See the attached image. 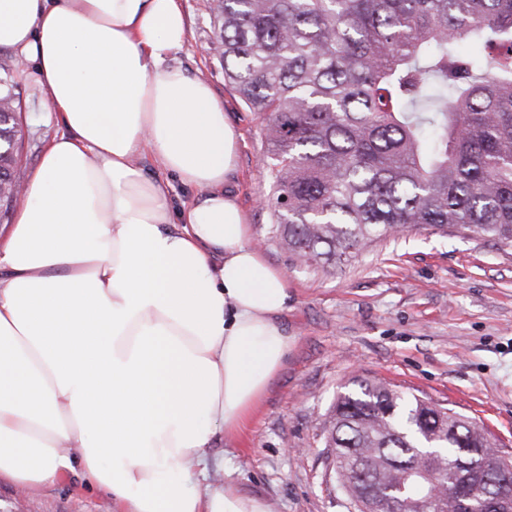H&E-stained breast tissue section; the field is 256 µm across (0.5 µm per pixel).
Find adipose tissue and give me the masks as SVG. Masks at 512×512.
I'll return each mask as SVG.
<instances>
[{"instance_id": "adipose-tissue-1", "label": "adipose tissue", "mask_w": 512, "mask_h": 512, "mask_svg": "<svg viewBox=\"0 0 512 512\" xmlns=\"http://www.w3.org/2000/svg\"><path fill=\"white\" fill-rule=\"evenodd\" d=\"M188 32L180 0H0L63 126L0 239V479L77 466L113 512H270L192 485L279 372L290 293L224 191L223 106L167 62ZM170 173L199 197L173 206Z\"/></svg>"}]
</instances>
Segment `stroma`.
Segmentation results:
<instances>
[{
	"instance_id": "obj_1",
	"label": "stroma",
	"mask_w": 512,
	"mask_h": 512,
	"mask_svg": "<svg viewBox=\"0 0 512 512\" xmlns=\"http://www.w3.org/2000/svg\"><path fill=\"white\" fill-rule=\"evenodd\" d=\"M211 3L181 0L190 32L169 60L211 84L238 135L237 167L224 190L236 197L267 260L288 277L282 324L292 338L246 429L209 448L210 460L224 464L210 470L211 480L231 478L243 493L266 499L272 512H347L319 424L356 376L472 418L512 455V244L469 230L414 228L376 240L333 274L292 266L268 241L264 120L224 81ZM18 82L25 141L17 174L24 181L61 125L30 63ZM0 512H112V501L75 469L35 492L1 480Z\"/></svg>"
}]
</instances>
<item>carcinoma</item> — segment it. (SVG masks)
<instances>
[{"instance_id":"1","label":"carcinoma","mask_w":512,"mask_h":512,"mask_svg":"<svg viewBox=\"0 0 512 512\" xmlns=\"http://www.w3.org/2000/svg\"><path fill=\"white\" fill-rule=\"evenodd\" d=\"M224 79L264 117L269 241L314 271L381 237L512 242V0H213ZM20 64L0 61V187L20 185ZM322 427L338 486L398 485L422 448L440 482L494 444L466 416L366 376Z\"/></svg>"}]
</instances>
